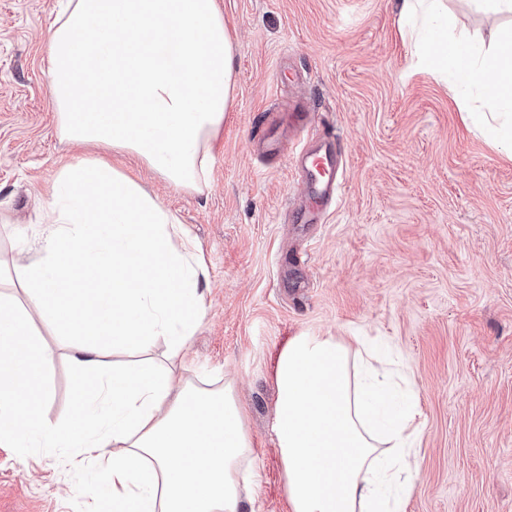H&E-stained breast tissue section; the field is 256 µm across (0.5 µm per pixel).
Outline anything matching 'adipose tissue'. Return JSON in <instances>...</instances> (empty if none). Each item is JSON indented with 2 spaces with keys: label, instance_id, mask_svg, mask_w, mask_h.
Returning <instances> with one entry per match:
<instances>
[{
  "label": "adipose tissue",
  "instance_id": "obj_1",
  "mask_svg": "<svg viewBox=\"0 0 512 512\" xmlns=\"http://www.w3.org/2000/svg\"><path fill=\"white\" fill-rule=\"evenodd\" d=\"M419 60L438 80L482 92L478 131L512 152V40L493 54L447 36L444 0H402ZM48 69L62 138L137 157L175 187L200 190L234 102V49L216 0H65ZM38 259L0 257L27 303L0 294V447L63 448L95 465L90 512H240L252 439L235 386L200 389L171 367L204 311L200 247L138 182L99 158L52 187ZM80 337L74 413H41L53 350L34 315ZM165 342L169 364L150 352ZM132 355L104 372L101 352ZM274 427L291 512H400L422 433L415 399L367 337L298 336L279 357Z\"/></svg>",
  "mask_w": 512,
  "mask_h": 512
}]
</instances>
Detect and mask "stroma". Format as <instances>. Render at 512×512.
Masks as SVG:
<instances>
[{"mask_svg":"<svg viewBox=\"0 0 512 512\" xmlns=\"http://www.w3.org/2000/svg\"><path fill=\"white\" fill-rule=\"evenodd\" d=\"M56 0H0V252L37 256L61 169L96 154L146 186L198 241L206 313L176 372L235 383L257 481L241 512H290L276 446L275 366L289 339L359 329L409 374L422 411L404 512H512V153L469 119L400 31L397 0H217L236 45V100L201 191L58 131L47 68ZM448 36L484 51L512 16L447 0ZM301 107L303 142L332 132L346 179L318 223L288 156L254 154L263 113ZM54 350L43 411L68 420L79 339ZM91 471L58 448L0 447V512H87Z\"/></svg>","mask_w":512,"mask_h":512,"instance_id":"obj_1","label":"stroma"}]
</instances>
